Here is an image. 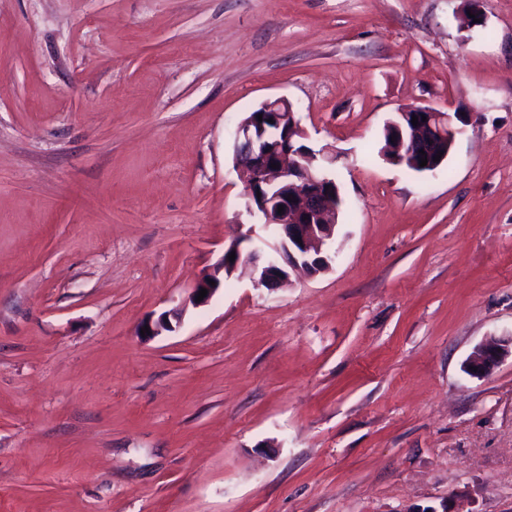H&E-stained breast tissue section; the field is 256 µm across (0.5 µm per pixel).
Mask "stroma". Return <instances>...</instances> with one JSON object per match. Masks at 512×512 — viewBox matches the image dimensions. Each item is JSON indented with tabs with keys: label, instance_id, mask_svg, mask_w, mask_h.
Instances as JSON below:
<instances>
[{
	"label": "stroma",
	"instance_id": "35a3bbf8",
	"mask_svg": "<svg viewBox=\"0 0 512 512\" xmlns=\"http://www.w3.org/2000/svg\"><path fill=\"white\" fill-rule=\"evenodd\" d=\"M0 0V512H512V0ZM287 98L346 202L254 287L234 133ZM408 104L447 162L379 156ZM422 115L427 121H422ZM412 116L418 117L417 126L412 124ZM461 119L459 112H445L427 105H410L398 109L395 120L387 121V127H393L395 136L399 140L398 153L394 150L395 144L391 143L392 135L385 134L383 128L382 145L378 154L385 156L386 160L397 164H405L409 171L415 172L412 166L420 167V159H427V165L420 167L419 173L432 172L443 164L455 143L460 130L455 120ZM443 144L442 148L438 146ZM424 149V154L419 150ZM438 151H443L440 161H434ZM395 155V156H394ZM393 158H388L392 157ZM410 165H409V164ZM186 308L187 302L186 304L162 313L156 321H150L143 324L141 329H143L145 325L149 326V332H144L145 336L148 337L157 336L162 333V331H170L173 328L171 319H174L177 323H180ZM508 356L512 357V336L491 339L470 354L466 361V371L475 378L488 377Z\"/></svg>",
	"mask_w": 512,
	"mask_h": 512
}]
</instances>
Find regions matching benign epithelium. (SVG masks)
Returning a JSON list of instances; mask_svg holds the SVG:
<instances>
[{"label": "benign epithelium", "mask_w": 512, "mask_h": 512, "mask_svg": "<svg viewBox=\"0 0 512 512\" xmlns=\"http://www.w3.org/2000/svg\"><path fill=\"white\" fill-rule=\"evenodd\" d=\"M427 117L412 124V117ZM457 112H445L427 105H410L398 109L396 119L386 122L399 140L398 153L391 161L421 167L428 173L448 158L459 128ZM304 131L292 104L285 98L262 102L247 113L234 136L235 158L245 173L247 213L258 219L257 225L273 230L277 242L269 243L254 229L224 249L220 269L234 272L241 263L253 271L256 287L274 290L288 281V270L299 269L308 276L326 271L332 256L325 252L328 241L335 238L339 190L336 180L320 164L318 154L310 148H297ZM424 153H419V150ZM440 160H434L438 151ZM427 165L420 166V159ZM278 168H272V165ZM284 207L278 211V207ZM249 249H242L243 243ZM235 260H229L230 254ZM220 282L214 274L203 276L192 288L188 304L162 313L148 322L146 336H157L172 329V321H181L187 305L208 302ZM207 295L196 301L201 289ZM508 356L512 357V336L492 339L478 346L466 361V371L475 378L490 376Z\"/></svg>", "instance_id": "1"}]
</instances>
